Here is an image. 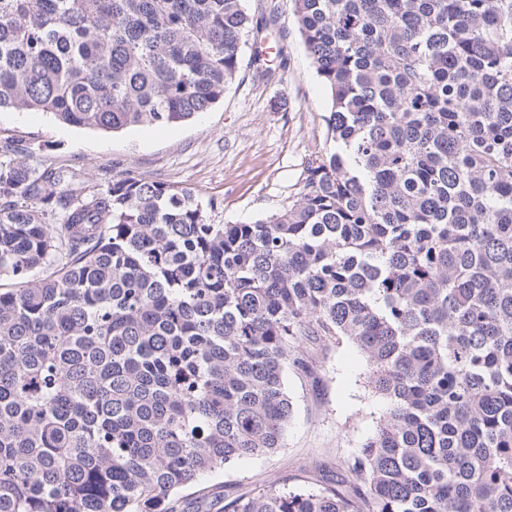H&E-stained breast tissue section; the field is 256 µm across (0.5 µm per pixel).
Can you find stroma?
Segmentation results:
<instances>
[{"mask_svg": "<svg viewBox=\"0 0 512 512\" xmlns=\"http://www.w3.org/2000/svg\"><path fill=\"white\" fill-rule=\"evenodd\" d=\"M252 20L274 17L267 34L283 55L273 75L259 77L250 49L224 99L190 122L99 133L58 123L50 115L0 112V147L37 168L81 171L100 188L133 174L189 190L209 223L250 224L296 200L305 171L329 145V95L290 14V0H246ZM316 378L290 369L285 382L294 415L284 445L246 458L187 489L182 512H221L224 491L250 493L295 478L334 479L347 455L375 431L386 400L367 384L366 363L349 343L308 345Z\"/></svg>", "mask_w": 512, "mask_h": 512, "instance_id": "stroma-1", "label": "stroma"}]
</instances>
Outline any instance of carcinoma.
Instances as JSON below:
<instances>
[{
	"label": "carcinoma",
	"instance_id": "obj_1",
	"mask_svg": "<svg viewBox=\"0 0 512 512\" xmlns=\"http://www.w3.org/2000/svg\"><path fill=\"white\" fill-rule=\"evenodd\" d=\"M244 2L0 0V111L187 123ZM291 2L333 146L281 212L0 159V512H179L282 447L310 340L363 354L378 429L347 477L222 512H512V0Z\"/></svg>",
	"mask_w": 512,
	"mask_h": 512
}]
</instances>
